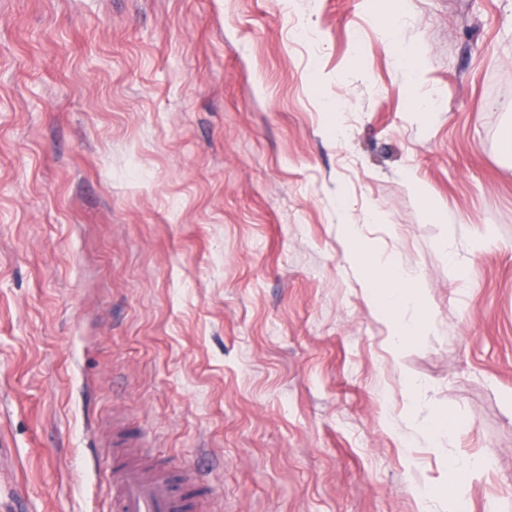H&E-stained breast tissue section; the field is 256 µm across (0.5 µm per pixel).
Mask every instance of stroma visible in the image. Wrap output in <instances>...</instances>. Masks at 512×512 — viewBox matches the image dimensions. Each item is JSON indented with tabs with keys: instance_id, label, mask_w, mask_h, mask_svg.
Segmentation results:
<instances>
[{
	"instance_id": "obj_1",
	"label": "stroma",
	"mask_w": 512,
	"mask_h": 512,
	"mask_svg": "<svg viewBox=\"0 0 512 512\" xmlns=\"http://www.w3.org/2000/svg\"><path fill=\"white\" fill-rule=\"evenodd\" d=\"M509 128L512 0H0V488L106 512L113 422L214 512H419L448 415L512 512ZM340 227L347 247L346 257L360 267L368 296L389 326L392 345L395 348L403 346L426 322L422 315L410 321L402 316L405 308L421 309L424 305L420 288H417V275L380 256L358 251L359 224H340Z\"/></svg>"
}]
</instances>
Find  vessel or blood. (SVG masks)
I'll return each mask as SVG.
<instances>
[{
	"label": "vessel or blood",
	"mask_w": 512,
	"mask_h": 512,
	"mask_svg": "<svg viewBox=\"0 0 512 512\" xmlns=\"http://www.w3.org/2000/svg\"><path fill=\"white\" fill-rule=\"evenodd\" d=\"M114 451L107 480L108 512H200L210 485L195 471L173 478L161 459L145 461L138 438L123 430L105 442Z\"/></svg>",
	"instance_id": "b4317fda"
}]
</instances>
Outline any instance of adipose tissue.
Wrapping results in <instances>:
<instances>
[{"instance_id":"adipose-tissue-1","label":"adipose tissue","mask_w":512,"mask_h":512,"mask_svg":"<svg viewBox=\"0 0 512 512\" xmlns=\"http://www.w3.org/2000/svg\"><path fill=\"white\" fill-rule=\"evenodd\" d=\"M341 234L346 243L347 258L358 264L368 296L389 326L392 345L397 348L403 346L424 324L423 318L408 321L402 316L403 310L407 307L419 309L423 306L416 275L402 270L380 256L358 251L359 225H342ZM445 460L448 469L446 482L423 493V502L457 499L458 474L467 472L478 476L484 472L483 458L479 455L454 453L446 455Z\"/></svg>"}]
</instances>
